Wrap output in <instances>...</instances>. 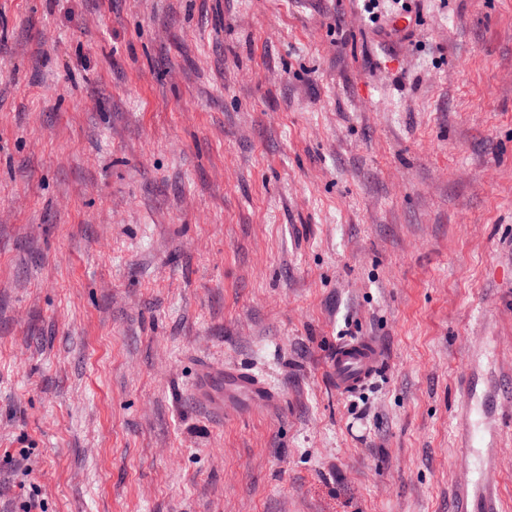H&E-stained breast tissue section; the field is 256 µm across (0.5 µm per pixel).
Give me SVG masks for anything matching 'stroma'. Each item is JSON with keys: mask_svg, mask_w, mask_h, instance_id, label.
I'll return each instance as SVG.
<instances>
[{"mask_svg": "<svg viewBox=\"0 0 512 512\" xmlns=\"http://www.w3.org/2000/svg\"><path fill=\"white\" fill-rule=\"evenodd\" d=\"M407 2L0 0V512H512V0ZM380 345L372 339L360 338L336 347L329 367L341 392H352L362 387L380 368ZM223 398L212 393V379L209 370L203 367L196 387L199 403L210 414L220 417L224 414V403L233 399L242 414L257 410H272L280 402V396L272 391L257 375L245 370L229 367L224 369ZM460 509L458 512H499L496 488L487 480L476 484L464 483L456 489Z\"/></svg>", "mask_w": 512, "mask_h": 512, "instance_id": "1", "label": "stroma"}]
</instances>
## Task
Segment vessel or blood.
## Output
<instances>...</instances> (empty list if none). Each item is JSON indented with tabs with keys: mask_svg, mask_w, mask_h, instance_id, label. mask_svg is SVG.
I'll return each instance as SVG.
<instances>
[{
	"mask_svg": "<svg viewBox=\"0 0 512 512\" xmlns=\"http://www.w3.org/2000/svg\"><path fill=\"white\" fill-rule=\"evenodd\" d=\"M381 348L369 338H360L338 345L330 358L329 367L338 391L351 392L362 387L380 368ZM222 397L212 393V379L208 369H201L196 387L199 403L213 416H221L226 400H234L241 413L271 410L278 406L280 397L257 375L229 367L224 371ZM459 512H499L496 488L491 481L462 484L456 490Z\"/></svg>",
	"mask_w": 512,
	"mask_h": 512,
	"instance_id": "b4317fda",
	"label": "vessel or blood"
}]
</instances>
